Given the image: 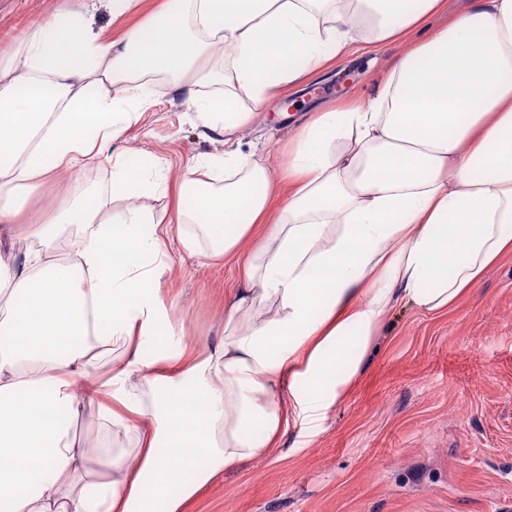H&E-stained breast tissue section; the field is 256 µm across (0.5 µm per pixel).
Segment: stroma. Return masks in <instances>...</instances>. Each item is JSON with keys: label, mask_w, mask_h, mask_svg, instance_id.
Segmentation results:
<instances>
[{"label": "stroma", "mask_w": 512, "mask_h": 512, "mask_svg": "<svg viewBox=\"0 0 512 512\" xmlns=\"http://www.w3.org/2000/svg\"><path fill=\"white\" fill-rule=\"evenodd\" d=\"M66 0H0V54L6 33L26 17L64 10ZM405 44L370 38L339 63L314 71L305 90L258 109L234 137L262 151L271 170L310 112L340 98L364 101L381 87ZM164 157L178 182L190 160L220 154L182 96L154 97L113 152ZM161 299L183 324L182 348L224 340V300L240 269L170 246ZM184 512H512V256L448 313L397 307L358 387L328 427L302 448L281 450L219 475Z\"/></svg>", "instance_id": "obj_1"}]
</instances>
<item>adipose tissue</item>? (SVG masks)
<instances>
[{"label":"adipose tissue","mask_w":512,"mask_h":512,"mask_svg":"<svg viewBox=\"0 0 512 512\" xmlns=\"http://www.w3.org/2000/svg\"><path fill=\"white\" fill-rule=\"evenodd\" d=\"M135 3L71 0L0 57V512H154L175 485L166 512H182L218 474L320 433L396 306L447 312L512 255V0L434 29L444 0H163L120 37L96 28L99 6L117 20ZM363 20L408 50L374 97L299 127L279 174L205 153L178 184L179 232L140 207L112 214L169 191L164 158L112 151L155 75L228 140L252 118L241 96L303 84ZM102 155L103 191L24 222L35 183L78 182ZM19 237L37 243L19 254ZM171 238L242 267L223 345L195 357L159 297ZM100 351L108 367L89 374ZM79 377L99 413L93 466L62 417Z\"/></svg>","instance_id":"ef3b65f1"}]
</instances>
